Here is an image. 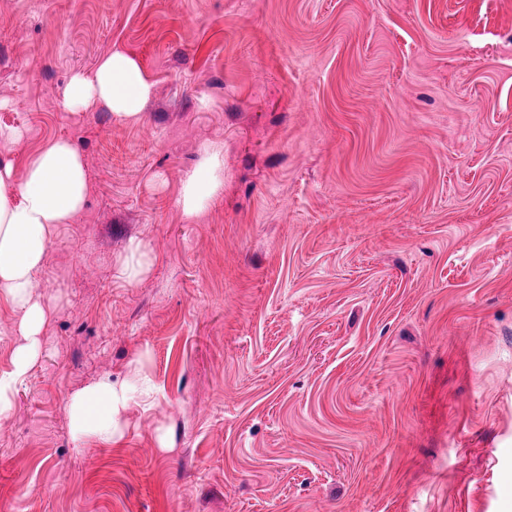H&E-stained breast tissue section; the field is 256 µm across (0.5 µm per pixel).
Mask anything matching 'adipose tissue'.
Returning a JSON list of instances; mask_svg holds the SVG:
<instances>
[{"label":"adipose tissue","instance_id":"adipose-tissue-1","mask_svg":"<svg viewBox=\"0 0 512 512\" xmlns=\"http://www.w3.org/2000/svg\"><path fill=\"white\" fill-rule=\"evenodd\" d=\"M151 93L152 84L139 63L116 49L99 61L93 75L70 78L62 105L78 112L100 103L117 119L135 123ZM88 192L84 161L64 139L41 150L28 163L22 181H15L11 164L0 165V293L21 311L18 333L25 339L14 353L11 371L0 373V413L10 409L18 384L39 354L46 307L34 288L49 251L50 231L83 211ZM223 192V151L212 145L184 176L179 197L184 217L196 219ZM133 395L132 389L106 380L74 394L68 403L73 436L111 442Z\"/></svg>","mask_w":512,"mask_h":512}]
</instances>
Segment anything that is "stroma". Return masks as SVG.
<instances>
[{
    "mask_svg": "<svg viewBox=\"0 0 512 512\" xmlns=\"http://www.w3.org/2000/svg\"><path fill=\"white\" fill-rule=\"evenodd\" d=\"M117 47L141 120L64 111ZM59 138L90 193L38 276L0 512H512V0H0V162ZM20 320L0 295V372ZM102 380L152 397L77 441ZM224 193V159L220 145L204 150L199 163L185 174L179 204L187 220L196 219ZM153 259L141 242L132 241L127 247V255L117 268V277L134 282L151 267Z\"/></svg>",
    "mask_w": 512,
    "mask_h": 512,
    "instance_id": "1",
    "label": "stroma"
}]
</instances>
